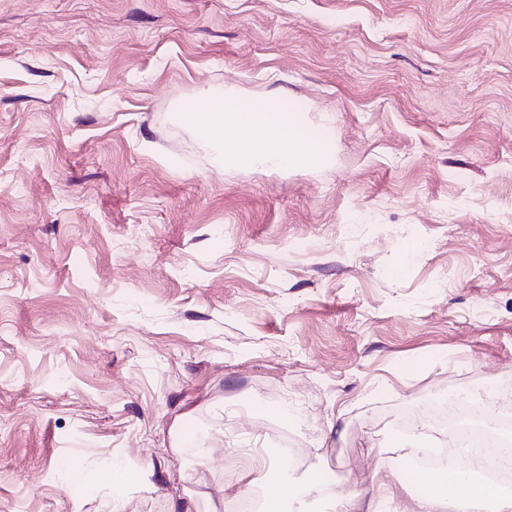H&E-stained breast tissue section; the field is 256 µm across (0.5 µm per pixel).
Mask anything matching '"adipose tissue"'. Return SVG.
<instances>
[{
    "instance_id": "obj_1",
    "label": "adipose tissue",
    "mask_w": 512,
    "mask_h": 512,
    "mask_svg": "<svg viewBox=\"0 0 512 512\" xmlns=\"http://www.w3.org/2000/svg\"><path fill=\"white\" fill-rule=\"evenodd\" d=\"M182 118L218 142L228 162L299 167L322 163L329 153V132L302 124L284 101L275 105L247 103L231 94L205 90L184 110ZM448 488L456 493L455 512H512L511 490L469 478L454 467L435 475L418 501V512H439L441 492ZM317 490L313 482L300 488L274 485L264 512H311L309 499Z\"/></svg>"
}]
</instances>
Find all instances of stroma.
<instances>
[{
  "instance_id": "stroma-1",
  "label": "stroma",
  "mask_w": 512,
  "mask_h": 512,
  "mask_svg": "<svg viewBox=\"0 0 512 512\" xmlns=\"http://www.w3.org/2000/svg\"><path fill=\"white\" fill-rule=\"evenodd\" d=\"M204 88L289 98L326 162H224ZM489 374L512 0H0V512H229L285 474L417 512L427 397Z\"/></svg>"
}]
</instances>
